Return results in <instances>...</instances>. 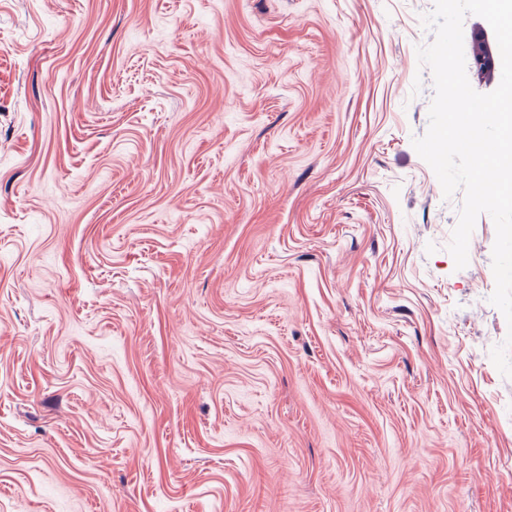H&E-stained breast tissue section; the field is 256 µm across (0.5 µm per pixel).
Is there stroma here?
<instances>
[{
    "label": "stroma",
    "mask_w": 512,
    "mask_h": 512,
    "mask_svg": "<svg viewBox=\"0 0 512 512\" xmlns=\"http://www.w3.org/2000/svg\"><path fill=\"white\" fill-rule=\"evenodd\" d=\"M433 7L0 0V512H512Z\"/></svg>",
    "instance_id": "obj_1"
}]
</instances>
